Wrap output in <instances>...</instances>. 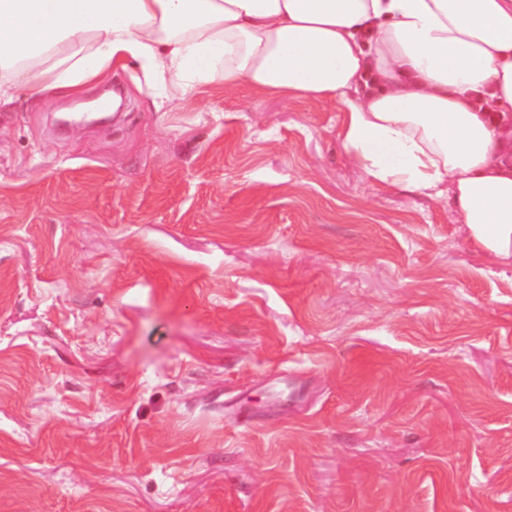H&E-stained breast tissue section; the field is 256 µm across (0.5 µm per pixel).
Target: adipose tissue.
Here are the masks:
<instances>
[{
    "mask_svg": "<svg viewBox=\"0 0 512 512\" xmlns=\"http://www.w3.org/2000/svg\"><path fill=\"white\" fill-rule=\"evenodd\" d=\"M129 58L172 108L202 84L336 100L367 178L447 199L512 265V0H0V112Z\"/></svg>",
    "mask_w": 512,
    "mask_h": 512,
    "instance_id": "1",
    "label": "adipose tissue"
}]
</instances>
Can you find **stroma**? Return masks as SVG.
<instances>
[{"instance_id":"35a3bbf8","label":"stroma","mask_w":512,"mask_h":512,"mask_svg":"<svg viewBox=\"0 0 512 512\" xmlns=\"http://www.w3.org/2000/svg\"><path fill=\"white\" fill-rule=\"evenodd\" d=\"M142 83L0 117V512H512V267L336 101Z\"/></svg>"}]
</instances>
